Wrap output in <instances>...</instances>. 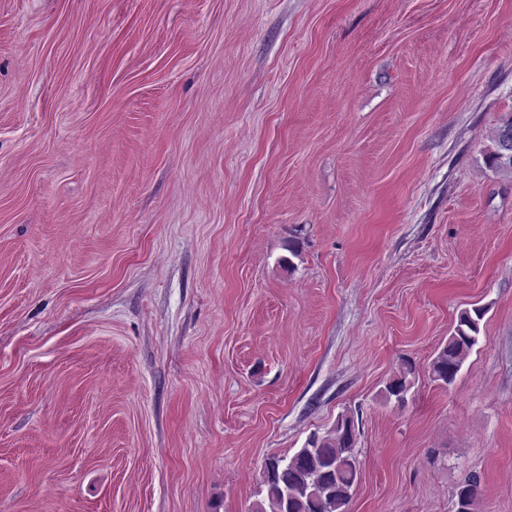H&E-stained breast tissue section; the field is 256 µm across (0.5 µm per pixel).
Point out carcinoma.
I'll return each mask as SVG.
<instances>
[{"mask_svg":"<svg viewBox=\"0 0 512 512\" xmlns=\"http://www.w3.org/2000/svg\"><path fill=\"white\" fill-rule=\"evenodd\" d=\"M494 145L495 150L488 156L489 165L512 171V115L497 127ZM484 315L482 307L461 312L447 344L432 361L433 381L445 386L454 382L478 343ZM411 374L410 368H401L385 387L386 396L404 400L412 387L408 379ZM355 443L352 421L343 417L334 434L311 436L290 459L267 460L258 492L260 499L255 502L253 512H347L359 480ZM480 485L481 477L477 473L465 475L452 492L456 512H475Z\"/></svg>","mask_w":512,"mask_h":512,"instance_id":"cac0c4a2","label":"carcinoma"}]
</instances>
